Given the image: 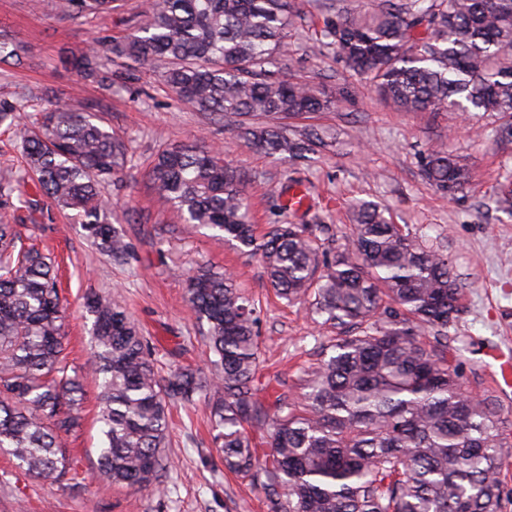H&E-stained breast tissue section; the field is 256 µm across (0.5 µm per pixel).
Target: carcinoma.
Returning a JSON list of instances; mask_svg holds the SVG:
<instances>
[{
  "label": "carcinoma",
  "instance_id": "cac0c4a2",
  "mask_svg": "<svg viewBox=\"0 0 512 512\" xmlns=\"http://www.w3.org/2000/svg\"><path fill=\"white\" fill-rule=\"evenodd\" d=\"M64 16H95L118 0H56ZM297 0H144L138 33L96 37L69 60L112 87L139 68L167 63L179 101L217 122L260 116L246 134L269 156L300 160L325 147L315 129L284 133L268 119L332 107L307 83L267 66L288 53ZM352 74L405 112H479L512 140V0H381L372 11L338 8L321 32ZM21 47L0 33V62ZM126 62L114 74L112 61ZM23 104L0 103L16 127L29 175L103 254L122 262L123 234L107 221L102 184L127 163L124 140L81 105H56L35 130L16 122ZM422 172L454 196L472 171L441 144ZM165 201L189 224L261 254L278 296L307 305L336 329L324 359L304 371L297 400L271 405L256 385L257 310L232 274L200 267L187 275L191 314L208 326L213 370L165 377L127 311L109 297L85 299L92 322L87 372L65 354L64 310L50 258L0 217V448L38 479L69 473L62 439L79 426L84 379L99 390L98 465L109 485L158 490L166 463L167 403L213 394L214 441L225 469L272 491L273 512H503L500 472L512 458L494 399L462 393L448 358V329L462 289L448 253L424 244L385 209L353 210L352 242L333 247L327 224H273L257 236L242 181L224 149L183 144L162 150L149 171ZM512 216V177L495 195ZM266 439L259 452L251 433Z\"/></svg>",
  "mask_w": 512,
  "mask_h": 512
}]
</instances>
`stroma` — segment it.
I'll list each match as a JSON object with an SVG mask.
<instances>
[{
  "instance_id": "35a3bbf8",
  "label": "stroma",
  "mask_w": 512,
  "mask_h": 512,
  "mask_svg": "<svg viewBox=\"0 0 512 512\" xmlns=\"http://www.w3.org/2000/svg\"><path fill=\"white\" fill-rule=\"evenodd\" d=\"M140 0L99 16H62L53 0L33 11L30 0H0V32L22 47L20 64L0 63V101L25 94L20 121L39 127L60 102L92 105L128 143L132 162L121 181L106 184L117 226L129 246L118 265L86 240L80 225L27 180L14 128L0 126V194L8 215L59 266L60 293L67 303L66 352L76 368L90 354L92 319L84 308L90 294L112 297L130 313L163 375L191 366L207 368L205 328L186 304V276L201 266L229 270L260 308L258 384L266 394L298 398L302 373L323 357L334 332L315 324L302 306L287 305L268 287L262 259L210 237L185 223L161 200L148 171L159 150L186 143L220 144L240 174L257 233L272 224H330L337 246L349 242L351 208L360 200L387 207L395 223L448 252L462 289V311L449 330L450 352L463 389L492 396L512 436V382L498 356L512 357V217L497 212L493 188L512 173V143L477 136L481 120L455 112H398L363 79L344 68L324 47L320 31L336 12V0H303L288 54L274 64L277 75L310 83L333 99L330 110L280 122L286 132L309 126L326 131L331 144L306 165L268 156L254 148L236 122L216 125L180 102L157 70L105 89L95 79L64 68V58L93 37L121 38L136 23ZM444 143L465 159L471 186L455 199L433 190L422 177L420 155ZM307 189L309 205L288 207V193ZM99 401L87 384L82 427L65 438L71 478L49 484L17 468L0 452V512H270L269 497L249 478L229 472L210 432L204 399L169 406L168 462L161 490L104 486L98 474Z\"/></svg>"
}]
</instances>
